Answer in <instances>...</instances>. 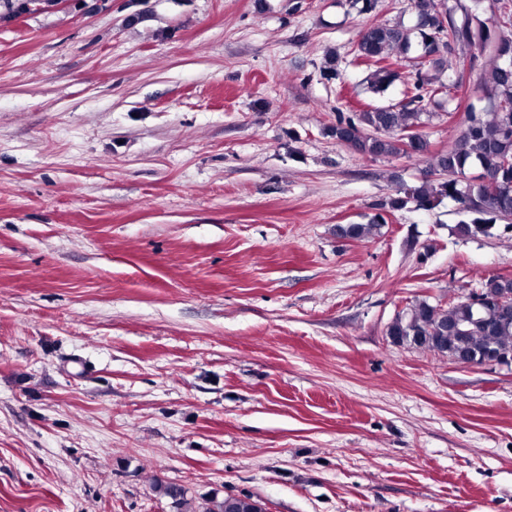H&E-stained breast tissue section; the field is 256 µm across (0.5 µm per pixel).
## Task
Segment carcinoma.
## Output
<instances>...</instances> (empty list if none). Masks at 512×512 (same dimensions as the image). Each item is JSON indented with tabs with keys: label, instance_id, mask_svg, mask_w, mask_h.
Instances as JSON below:
<instances>
[{
	"label": "carcinoma",
	"instance_id": "obj_1",
	"mask_svg": "<svg viewBox=\"0 0 512 512\" xmlns=\"http://www.w3.org/2000/svg\"><path fill=\"white\" fill-rule=\"evenodd\" d=\"M411 8L417 18L414 31L372 24L357 42L358 56L374 66L370 89L375 94L384 93L400 78L390 57L415 53L409 100L398 106L372 107L354 119L340 118L329 127L330 136L363 156L426 155L428 141L419 132L421 116L432 98L447 93V86L429 70L437 68L441 51L476 44L470 24L456 23L435 0H411ZM485 84L490 92V112L472 116L454 146L433 163L436 169L448 170L452 178L391 196L377 204V213L368 223L339 227L338 234L353 239L374 235L390 213L411 201L428 207L439 197L455 198L473 214L471 221L458 225L459 233L466 236H492L496 221L512 217V33L496 39ZM470 167L480 170L481 182L462 189L460 177ZM481 289L487 306L479 314L464 299L452 300L446 307L417 300L391 323L388 335L406 336L429 351L446 350L472 360L492 353L512 355V305L503 308L497 304L501 288L496 278L484 280ZM155 488L172 500L176 512H183V488L163 484ZM202 512H264V508L252 495L240 493L228 494Z\"/></svg>",
	"mask_w": 512,
	"mask_h": 512
}]
</instances>
